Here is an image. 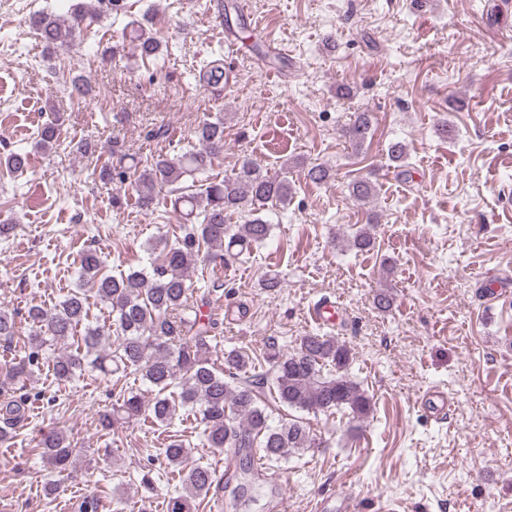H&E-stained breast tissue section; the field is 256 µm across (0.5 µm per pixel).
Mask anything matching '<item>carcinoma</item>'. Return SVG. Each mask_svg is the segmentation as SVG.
<instances>
[{
	"instance_id": "1",
	"label": "carcinoma",
	"mask_w": 512,
	"mask_h": 512,
	"mask_svg": "<svg viewBox=\"0 0 512 512\" xmlns=\"http://www.w3.org/2000/svg\"><path fill=\"white\" fill-rule=\"evenodd\" d=\"M97 5H70L67 13L42 11L32 25L45 49L71 47L84 30L113 15L126 14L124 0H96ZM134 49L143 60L156 57L162 42L144 15L126 24ZM198 82L216 91L224 88V63L212 60L198 72ZM70 96L83 99L92 88L82 75L70 77ZM372 130L368 112H358L346 129L351 144L361 148ZM58 119L46 122L38 131L35 148L48 151L59 138ZM198 145H189L174 156L159 154L144 161L140 168L126 163L128 154L109 146V156L99 168V178L121 184L133 180L137 204L149 211L155 204V189L168 190L173 208L183 220V236L170 243L159 238L150 247L151 272L134 271L119 276L103 271L94 250L80 256L79 288L65 295L51 309L32 308L28 318L36 329L27 336L29 353L11 365L7 379L0 382V442L10 439L25 420L30 399L17 392L34 369L45 361L52 364L57 380L71 382L91 368L103 378L135 374L151 387L154 396L146 402L138 393L120 389L112 410L103 414L105 430L122 428L141 419L167 426L181 408H191L204 425L203 445L224 452L239 453L258 448L262 458L278 463L291 454L311 447L309 430L299 421L269 423L266 407L259 402V390L267 378L256 372L255 359L244 350L224 354V367L217 368L206 356L211 322L201 311L185 313L191 292L190 270L199 262L220 259L229 266L249 255L270 237L271 215L291 202L294 188L288 177L271 174L257 161L245 157L233 173L221 181H201L224 151V117L204 121L196 130ZM391 166L407 174L408 149L394 140L386 149ZM0 164L12 174L24 172L28 153L11 151L0 157ZM306 179L317 185L333 178L326 165L305 169ZM349 195L365 206L377 189L368 177L352 180ZM238 214L244 223L234 226L229 217ZM375 225L359 226L347 243L358 252L375 248ZM94 296L109 309L116 341L103 343L104 328L89 320L88 297ZM83 335L75 348L58 356L51 347L75 339L78 327ZM17 331L15 314L0 308V338L9 339ZM353 358L350 346L335 336H303L291 350L268 343L264 361L270 365L273 400L288 408L307 413L332 415L347 411L362 423L373 412L372 397L349 373ZM46 468L61 476L75 455L69 438L50 432L39 441ZM165 468L179 475L183 492L166 501V512H191L193 502L205 500L224 490V482L214 471L192 458L191 449L174 437L162 448Z\"/></svg>"
}]
</instances>
